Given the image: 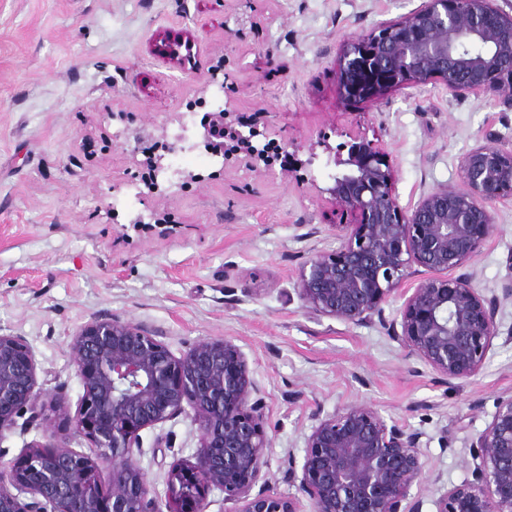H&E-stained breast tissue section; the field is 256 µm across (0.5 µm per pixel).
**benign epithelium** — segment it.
<instances>
[{
    "mask_svg": "<svg viewBox=\"0 0 512 512\" xmlns=\"http://www.w3.org/2000/svg\"><path fill=\"white\" fill-rule=\"evenodd\" d=\"M195 35L165 31L153 53L192 74ZM336 93L344 104L380 101L397 89L428 84L448 87L459 100L485 93L512 106V11L497 0H422L396 20L382 21L341 45ZM236 113H211L202 142L222 165L263 176L266 153L253 145L252 126L234 128ZM237 148L224 156V133ZM295 161L311 167L323 148L336 204L354 216L338 224L340 246L317 252L302 267L298 294L309 313L355 326L380 325L388 337L452 381L478 374L493 339L501 303L484 295L472 278L453 275L480 251L497 224L496 204L512 200V148L487 136L458 157L460 183L424 196L411 210L394 190L389 153L361 136L342 153L320 138L288 143ZM417 280L400 319L388 321L390 301L417 268ZM72 353L83 393L75 414L56 399L40 400L37 361L22 336L0 332V438L16 419L49 410L71 434L33 440L10 466L0 468V512H162L151 494L133 449L141 431L193 411L201 431L200 450L170 467L165 502L170 512H207L208 493L217 489L232 512H301L299 500L275 496L259 483L267 466L269 440L264 407L247 358L229 339L203 338L175 356L145 326L118 318H95L75 334ZM81 437L96 457L71 447ZM422 435L367 405H345L315 417L305 437L302 463L288 454V480L309 501L312 512H422L410 494L424 474ZM471 478L444 493L436 512H512V397L496 407L470 445ZM107 471L102 485L100 473Z\"/></svg>",
    "mask_w": 512,
    "mask_h": 512,
    "instance_id": "benign-epithelium-1",
    "label": "benign epithelium"
}]
</instances>
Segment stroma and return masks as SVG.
<instances>
[{"mask_svg": "<svg viewBox=\"0 0 512 512\" xmlns=\"http://www.w3.org/2000/svg\"><path fill=\"white\" fill-rule=\"evenodd\" d=\"M421 0H0V330L32 345L45 403L76 409L82 388L71 343L94 318L157 332L174 355L200 339L226 338L246 354L261 390L271 492L296 496L289 455L303 456L317 413L368 404L421 433L423 512L469 478V446L512 394V302L480 372L445 380L405 359L377 327L310 317L297 291L308 258L339 247L348 223L319 168L300 181L282 169L222 172L192 151L190 179L150 192L132 133L176 132L174 113L217 107L254 116L256 146L354 134L387 150L400 205L414 208L459 182L457 158L486 135L512 147V107L493 95L457 102L440 84L385 100L341 105L335 70L344 40L395 20ZM164 29L198 31L201 69L223 63V86L202 88L153 55ZM464 266L485 295L512 281V201ZM165 224L158 237L134 218ZM56 425L18 418L0 438V465ZM191 414L143 430L145 480L164 496L171 464L194 457Z\"/></svg>", "mask_w": 512, "mask_h": 512, "instance_id": "35a3bbf8", "label": "stroma"}]
</instances>
